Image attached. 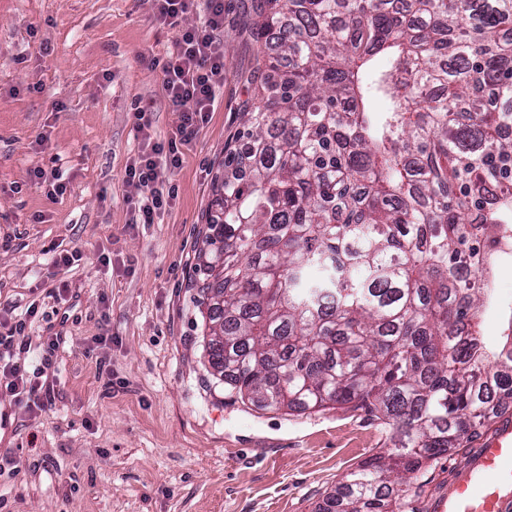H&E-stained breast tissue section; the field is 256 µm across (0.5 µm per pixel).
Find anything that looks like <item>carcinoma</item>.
<instances>
[{
  "instance_id": "1",
  "label": "carcinoma",
  "mask_w": 512,
  "mask_h": 512,
  "mask_svg": "<svg viewBox=\"0 0 512 512\" xmlns=\"http://www.w3.org/2000/svg\"><path fill=\"white\" fill-rule=\"evenodd\" d=\"M253 13L254 92L192 274L208 366L244 404L390 427L319 512H417L434 463L512 409V317L488 345L493 289L465 262L467 225L512 213V0Z\"/></svg>"
}]
</instances>
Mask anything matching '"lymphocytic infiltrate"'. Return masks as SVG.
<instances>
[{
	"label": "lymphocytic infiltrate",
	"instance_id": "lymphocytic-infiltrate-1",
	"mask_svg": "<svg viewBox=\"0 0 512 512\" xmlns=\"http://www.w3.org/2000/svg\"><path fill=\"white\" fill-rule=\"evenodd\" d=\"M157 19L179 28L175 49L163 64V89L178 123L163 142H149L125 168V180L140 191L134 204L133 221L153 223L177 196L176 187L159 185L161 166L179 167L182 149L191 143L209 122L217 106V91L224 82V51L219 35L224 30V0H205L206 17L202 24L180 27L179 20L195 0H155ZM39 307L30 304L23 318L0 333V390L10 393L16 404L30 411L45 410L54 396L55 344H48L38 365H30L26 349L15 342L37 317Z\"/></svg>",
	"mask_w": 512,
	"mask_h": 512
}]
</instances>
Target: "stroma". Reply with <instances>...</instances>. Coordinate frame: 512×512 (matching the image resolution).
Listing matches in <instances>:
<instances>
[{"mask_svg":"<svg viewBox=\"0 0 512 512\" xmlns=\"http://www.w3.org/2000/svg\"><path fill=\"white\" fill-rule=\"evenodd\" d=\"M250 6L224 0L217 108L181 166L160 170L172 206L136 224L133 114L147 111L153 139L174 130L162 66L180 28L156 20L154 0H0V318L39 302L28 359L60 341L52 406L32 413L0 391L13 410L0 458L18 461L0 476V512H317L390 447L366 410L253 411L203 365L189 277L255 67ZM38 167L60 169L66 192L33 183ZM55 246L78 265L55 267Z\"/></svg>","mask_w":512,"mask_h":512,"instance_id":"1","label":"stroma"}]
</instances>
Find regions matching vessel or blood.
<instances>
[{"instance_id":"vessel-or-blood-1","label":"vessel or blood","mask_w":512,"mask_h":512,"mask_svg":"<svg viewBox=\"0 0 512 512\" xmlns=\"http://www.w3.org/2000/svg\"><path fill=\"white\" fill-rule=\"evenodd\" d=\"M425 512H512V410L488 424L466 462L448 472Z\"/></svg>"}]
</instances>
